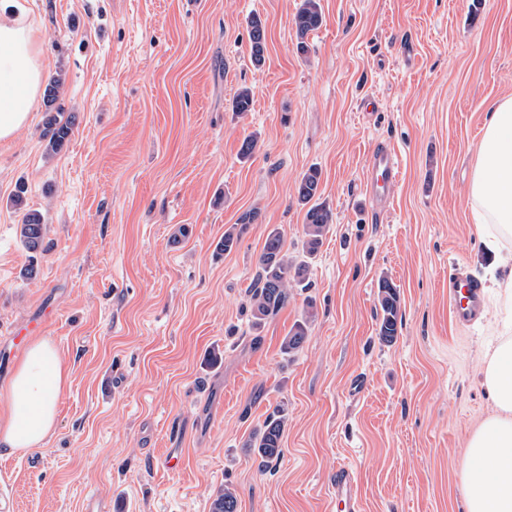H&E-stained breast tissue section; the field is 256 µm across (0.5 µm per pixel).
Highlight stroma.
<instances>
[{"label":"stroma","instance_id":"stroma-1","mask_svg":"<svg viewBox=\"0 0 512 512\" xmlns=\"http://www.w3.org/2000/svg\"><path fill=\"white\" fill-rule=\"evenodd\" d=\"M302 0H13L32 24L71 133L50 150L43 102L0 143V388L26 329L69 375L57 425L0 450L14 512H336L349 465L363 512H465L461 466L492 411L478 385L484 318L457 322L448 275L489 277L468 203L492 100L512 95V0H320L299 52ZM266 24L250 61L249 21ZM253 108L237 116V92ZM254 136L258 150L238 151ZM393 145L401 175L373 221L366 163ZM320 172L330 224L310 287L253 332L248 290L271 229L301 257L296 186ZM236 249L224 231L248 211ZM39 213L43 238L20 236ZM400 298L378 336L381 278ZM313 319H306V312ZM306 322L303 346L281 344ZM283 453L247 448L276 406ZM180 452L181 467L159 470ZM294 24L297 35L301 41L297 48L303 53L306 52L307 44L303 41L310 32L319 29L323 24V15L319 0H303L295 17ZM41 217L38 213H25L22 217L21 236L30 248H35L41 239Z\"/></svg>","mask_w":512,"mask_h":512}]
</instances>
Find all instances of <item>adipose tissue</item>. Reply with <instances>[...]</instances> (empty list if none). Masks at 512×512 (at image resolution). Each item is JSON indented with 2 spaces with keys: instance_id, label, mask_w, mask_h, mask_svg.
Returning a JSON list of instances; mask_svg holds the SVG:
<instances>
[{
  "instance_id": "ef3b65f1",
  "label": "adipose tissue",
  "mask_w": 512,
  "mask_h": 512,
  "mask_svg": "<svg viewBox=\"0 0 512 512\" xmlns=\"http://www.w3.org/2000/svg\"><path fill=\"white\" fill-rule=\"evenodd\" d=\"M0 0V141L32 122L49 73L31 25ZM475 241L493 253L489 288L496 335L482 351L480 382L494 411L472 433L462 465L465 512H512V95L496 100L482 129L469 186ZM68 374L54 345L32 341L4 394L0 447H41L54 432Z\"/></svg>"
}]
</instances>
